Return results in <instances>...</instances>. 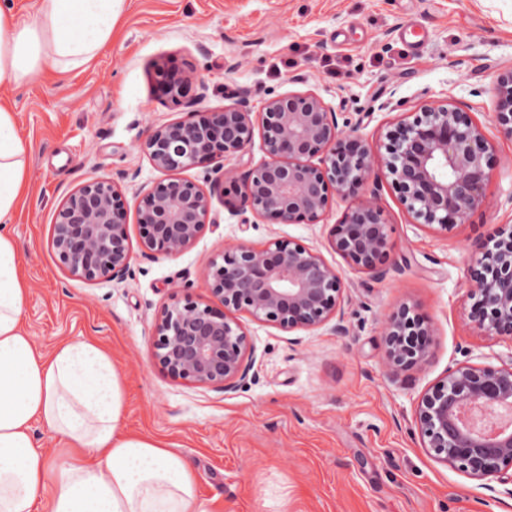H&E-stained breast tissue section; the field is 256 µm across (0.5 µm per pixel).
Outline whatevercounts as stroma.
<instances>
[{
    "label": "stroma",
    "mask_w": 512,
    "mask_h": 512,
    "mask_svg": "<svg viewBox=\"0 0 512 512\" xmlns=\"http://www.w3.org/2000/svg\"><path fill=\"white\" fill-rule=\"evenodd\" d=\"M415 22L412 48L399 28ZM194 67L198 81L174 102L158 98L156 65ZM512 69V0H128L110 47L86 68L47 72L14 90L32 143L31 189L13 226L27 259L26 321L36 343H102L129 379L127 426L189 459L201 498L217 512H512V495L435 461L414 426L419 397L459 365L512 366V340L485 336L469 319L474 244L512 224V138L497 126L493 86ZM312 92L331 106L341 134L372 141L401 116L448 100L472 113L496 149L491 204L445 232L413 223L389 179L366 195L391 228L392 266L380 279L351 269L331 248L346 210L334 199L318 224L245 223L213 192V224L174 256L134 252L124 279L71 278L51 248L55 213L83 183L114 182L131 244L137 197L168 179L142 145L156 127L221 108L224 89ZM316 248L340 273L347 326L284 332L241 315L253 367L224 392L167 377L153 357L154 321L172 296L205 303L209 259L240 242ZM408 304L435 328L428 363L399 378L383 367V327Z\"/></svg>",
    "instance_id": "obj_1"
}]
</instances>
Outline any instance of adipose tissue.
I'll use <instances>...</instances> for the list:
<instances>
[{
	"label": "adipose tissue",
	"instance_id": "ef3b65f1",
	"mask_svg": "<svg viewBox=\"0 0 512 512\" xmlns=\"http://www.w3.org/2000/svg\"><path fill=\"white\" fill-rule=\"evenodd\" d=\"M126 0H0V512H214L191 462L127 429V378L93 339L39 348L24 322L12 226L30 185L11 96L46 70L83 68L112 43ZM58 441L46 456L36 435Z\"/></svg>",
	"mask_w": 512,
	"mask_h": 512
}]
</instances>
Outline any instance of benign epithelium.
<instances>
[{
    "label": "benign epithelium",
    "mask_w": 512,
    "mask_h": 512,
    "mask_svg": "<svg viewBox=\"0 0 512 512\" xmlns=\"http://www.w3.org/2000/svg\"><path fill=\"white\" fill-rule=\"evenodd\" d=\"M158 89L169 98L188 78L176 68L159 69ZM497 123L512 137V70L497 76ZM260 133L265 159L226 194L234 215L246 212L275 224H318L332 195L360 196L374 164L399 194L414 223L441 231L463 223L487 204L494 168L493 145L471 115L448 103L425 105L372 144L358 135L339 138L336 114L312 93L278 94L258 110L233 104L196 111L186 121L155 129L144 148L154 167L172 171L246 153ZM141 252L177 256L191 248L211 223L210 195L195 181L171 178L137 202ZM330 245L352 268L375 278L386 275L392 240L383 210L361 200L349 207L331 232ZM52 246L71 276L85 281L121 278L130 271L131 246L124 205L114 184L93 179L59 208ZM481 259L469 274L470 318L489 336L512 339V225L502 224L475 244ZM206 286L222 308L185 293L163 307L154 325V357L171 379L235 389L249 371L248 333L238 315L284 332L335 321L340 311L339 272L314 248L272 241L263 249L239 243L207 265ZM434 327L408 305L387 319L383 334L385 372L393 377L423 366ZM512 404V367L463 365L429 388L414 414L422 446L438 462L478 480L512 484V432L472 433L456 421L460 409L478 404L491 423L497 409Z\"/></svg>",
    "instance_id": "7a95c632"
}]
</instances>
